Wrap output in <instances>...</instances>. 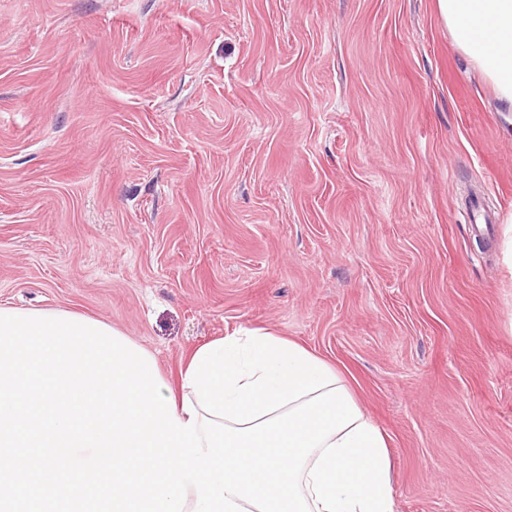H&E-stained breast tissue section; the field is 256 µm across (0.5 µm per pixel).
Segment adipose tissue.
<instances>
[{"label": "adipose tissue", "mask_w": 512, "mask_h": 512, "mask_svg": "<svg viewBox=\"0 0 512 512\" xmlns=\"http://www.w3.org/2000/svg\"><path fill=\"white\" fill-rule=\"evenodd\" d=\"M436 8L459 51L512 104V0H436ZM179 378L200 414L236 428L344 383L296 341L260 329L196 348ZM391 472L387 440L364 416L308 456L300 489L311 512H394Z\"/></svg>", "instance_id": "1"}]
</instances>
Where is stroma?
<instances>
[{
	"mask_svg": "<svg viewBox=\"0 0 512 512\" xmlns=\"http://www.w3.org/2000/svg\"><path fill=\"white\" fill-rule=\"evenodd\" d=\"M511 218L512 110L435 0H0V306L106 322L171 386L297 341L395 512H512Z\"/></svg>",
	"mask_w": 512,
	"mask_h": 512,
	"instance_id": "35a3bbf8",
	"label": "stroma"
}]
</instances>
